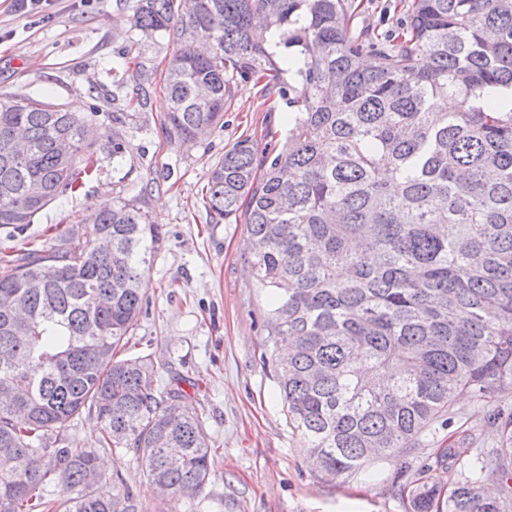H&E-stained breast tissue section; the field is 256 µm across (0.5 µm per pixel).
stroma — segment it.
<instances>
[{"label":"stroma","instance_id":"35a3bbf8","mask_svg":"<svg viewBox=\"0 0 512 512\" xmlns=\"http://www.w3.org/2000/svg\"><path fill=\"white\" fill-rule=\"evenodd\" d=\"M134 0H51L48 21L32 23L0 0V98L22 94L71 108L83 89V112L101 134L113 113L130 109L128 153L120 167L102 158L99 177L83 180L38 214L16 237L0 229V253H19L46 233H90L92 215L117 199H134L161 229L146 278V301L123 350L149 358L160 384H180L202 413L212 439L211 476L195 495L158 494L128 453L100 447L94 414L82 413L58 437L68 448L95 449L105 477L148 512H407L422 468L449 444L446 430L423 438L405 457L374 461L352 476H328L309 462L304 439L289 428L271 370L265 366V318L271 296L250 273L245 224H224L206 205L211 169L238 140L273 148L288 128L277 95L234 83L224 125L189 142L168 138L161 73L175 46L144 39L127 53ZM355 32L373 40L406 23L404 0H351ZM147 103L128 108L136 88ZM452 417L473 445L496 444L498 432L456 400Z\"/></svg>","mask_w":512,"mask_h":512}]
</instances>
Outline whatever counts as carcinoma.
Instances as JSON below:
<instances>
[{
    "label": "carcinoma",
    "mask_w": 512,
    "mask_h": 512,
    "mask_svg": "<svg viewBox=\"0 0 512 512\" xmlns=\"http://www.w3.org/2000/svg\"><path fill=\"white\" fill-rule=\"evenodd\" d=\"M132 27L177 42L170 139L223 124L234 80L288 107L278 150L236 142L206 198L224 223L244 217L251 272L274 297L267 362L316 465L339 476L403 457L467 394L499 443L451 490L435 474L416 484L409 512H512V408L499 403L512 390V0H409L406 30L380 47L354 34L349 0H137ZM87 125L51 102L0 99V229L26 230L89 175ZM127 147L114 115L101 148L118 162ZM35 183L49 193L32 197ZM93 223L90 238L0 257V512H44L34 493L51 475L70 493L64 512H145L108 486L94 449L52 447L85 410L99 443L133 453L172 496L210 478L187 393L159 387L150 360L118 357L158 229L122 198Z\"/></svg>",
    "instance_id": "cac0c4a2"
}]
</instances>
